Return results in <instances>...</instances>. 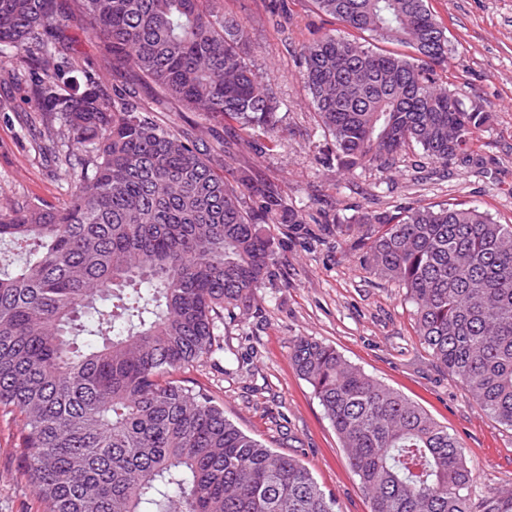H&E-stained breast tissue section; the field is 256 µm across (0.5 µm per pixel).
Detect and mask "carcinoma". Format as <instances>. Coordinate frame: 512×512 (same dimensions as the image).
Listing matches in <instances>:
<instances>
[{
	"instance_id": "obj_1",
	"label": "carcinoma",
	"mask_w": 512,
	"mask_h": 512,
	"mask_svg": "<svg viewBox=\"0 0 512 512\" xmlns=\"http://www.w3.org/2000/svg\"><path fill=\"white\" fill-rule=\"evenodd\" d=\"M215 0H0V53L32 81L44 148L69 202L0 206V241L28 252L0 270V408L19 411L18 455L42 512H336L309 470L170 374L223 350L224 311L248 308L277 264L261 224L300 210L216 171L222 160L158 123L127 90L77 71L60 29L76 23L161 97L204 119L274 133L277 101L248 34ZM345 29L398 42L381 53L323 33L301 77L336 165L383 167L410 145L436 164L474 161L489 116L437 84L448 36L426 0H314ZM73 142L84 145L74 153ZM375 273L399 283L418 336L478 405L512 429V225L470 206L368 214ZM313 388L370 512H473L472 475L448 428L298 338Z\"/></svg>"
}]
</instances>
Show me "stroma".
Instances as JSON below:
<instances>
[{
  "instance_id": "stroma-1",
  "label": "stroma",
  "mask_w": 512,
  "mask_h": 512,
  "mask_svg": "<svg viewBox=\"0 0 512 512\" xmlns=\"http://www.w3.org/2000/svg\"><path fill=\"white\" fill-rule=\"evenodd\" d=\"M225 15L247 29L251 60L279 104L276 136L245 131L232 120L205 123L177 103L160 101L136 75L124 85L157 121L206 146L224 149V176L247 172L287 197L300 224H267L278 262L255 291L247 311L226 313L224 350L177 372L224 407L246 433L300 459L336 501L337 512H369L368 497L311 386L292 361L304 336L330 345L351 365L424 408L462 446L473 475L472 503L512 490V430L488 416L470 393L440 367L420 342L405 288L368 267L359 242L372 232L367 214H399L420 206L465 202L495 222L512 224V0H427L448 36V65L439 70L466 103L490 120L473 146L481 167L433 163L420 147L392 166L338 170L301 80L302 46L322 32L344 29L312 0H221ZM67 54L81 69L112 85V63L80 25L63 29ZM15 54L0 53V202L40 200L62 206L70 186L36 145L38 115L26 79L12 78ZM20 428L0 412V512H38L32 487L20 475Z\"/></svg>"
}]
</instances>
